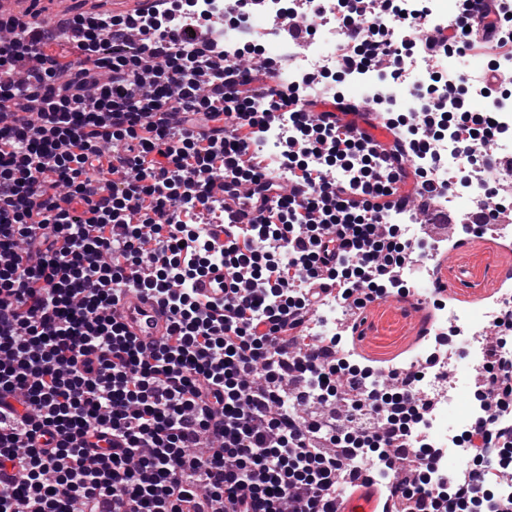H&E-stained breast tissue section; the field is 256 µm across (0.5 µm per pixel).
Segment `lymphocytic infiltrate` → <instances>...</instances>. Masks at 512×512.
<instances>
[{
    "mask_svg": "<svg viewBox=\"0 0 512 512\" xmlns=\"http://www.w3.org/2000/svg\"><path fill=\"white\" fill-rule=\"evenodd\" d=\"M256 2L225 4L241 47L221 66L212 58L223 43L177 21L194 0L50 24L0 14V512H336L337 488L359 478L358 447L390 449L389 470L403 471L394 450L422 405L398 369L385 398L324 348L291 350L334 290L364 309L399 287L406 246L392 213L450 220V187L423 161L444 131L483 143L500 134L493 112L465 108L464 86L507 103L494 81L512 61V0H496L500 24L482 29L463 5L436 17L429 0H338L337 75L374 69L403 87L414 61L431 75L426 125L388 118L394 138L379 153L362 144L367 103L340 115L345 98L324 72L303 87L285 78L293 59L256 62ZM322 2L286 0L278 34L295 46L312 39ZM479 45L487 71L445 76L442 58ZM283 113L293 135L274 168L256 136ZM462 163L483 173L493 202L470 223L511 218L492 176L512 158L473 148ZM339 164L350 178L332 177ZM217 172L227 198L252 208L220 247L196 221L200 209H224L208 195ZM216 269L232 276L223 298L201 297L197 280ZM130 287L170 313L153 349L111 315ZM287 377L321 382L326 401L344 402L345 426L291 417ZM498 423H471L452 491L424 479L439 460L419 451L395 506L470 512L486 450L505 440Z\"/></svg>",
    "mask_w": 512,
    "mask_h": 512,
    "instance_id": "lymphocytic-infiltrate-1",
    "label": "lymphocytic infiltrate"
}]
</instances>
